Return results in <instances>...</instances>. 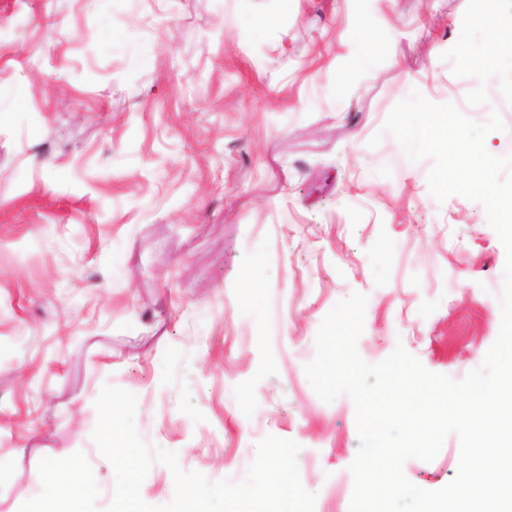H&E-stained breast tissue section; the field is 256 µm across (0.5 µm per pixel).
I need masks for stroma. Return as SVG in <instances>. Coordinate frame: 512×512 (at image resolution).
<instances>
[{
	"mask_svg": "<svg viewBox=\"0 0 512 512\" xmlns=\"http://www.w3.org/2000/svg\"><path fill=\"white\" fill-rule=\"evenodd\" d=\"M479 14L512 25V0H0V512H106V385L184 470L239 482L292 440L314 512H349L355 405L304 371L325 315L367 295L363 360L401 345L456 381L499 333L483 206L437 201L384 130L416 89L498 113L485 146L512 156V72L467 62ZM460 452L404 474L440 489Z\"/></svg>",
	"mask_w": 512,
	"mask_h": 512,
	"instance_id": "stroma-1",
	"label": "stroma"
}]
</instances>
